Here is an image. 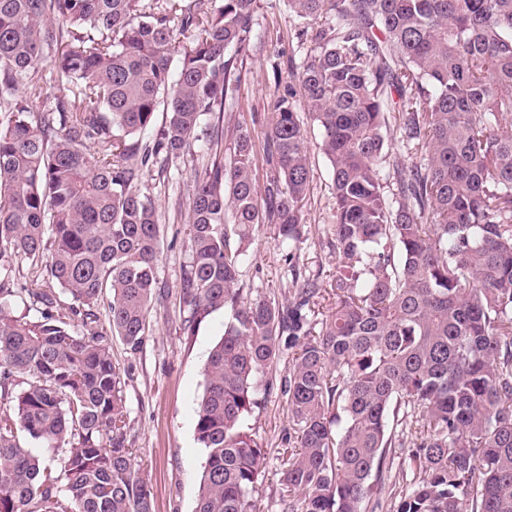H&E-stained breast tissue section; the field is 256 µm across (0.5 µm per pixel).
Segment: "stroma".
<instances>
[{
  "instance_id": "obj_1",
  "label": "stroma",
  "mask_w": 512,
  "mask_h": 512,
  "mask_svg": "<svg viewBox=\"0 0 512 512\" xmlns=\"http://www.w3.org/2000/svg\"><path fill=\"white\" fill-rule=\"evenodd\" d=\"M297 20L282 0H261L255 18L256 37L244 56L236 109L256 116L255 153L258 173L266 171L262 132L270 111L274 74L287 71L289 61H301L303 50L295 36ZM313 179L306 222L308 238L302 246V271L318 274L321 287H330L336 260L324 246L332 207V171L318 148L319 131L307 129ZM191 167L171 169L152 180L151 191L162 214L161 253L157 266L162 299L149 313V332L141 348L128 350L110 337L112 359L126 382L128 438L153 491V512H194L205 450L195 434L196 407L205 386L204 365L212 347L224 334V311L211 313L191 335H184L179 279L187 260L186 217L178 205L193 184ZM242 283L253 293L276 296L288 279V265L272 226L263 225L242 268ZM259 408L246 423L267 453L266 478L260 512H280L278 503L280 450L291 427L287 406L278 390L258 389Z\"/></svg>"
}]
</instances>
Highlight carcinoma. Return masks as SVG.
<instances>
[{
	"instance_id": "1",
	"label": "carcinoma",
	"mask_w": 512,
	"mask_h": 512,
	"mask_svg": "<svg viewBox=\"0 0 512 512\" xmlns=\"http://www.w3.org/2000/svg\"><path fill=\"white\" fill-rule=\"evenodd\" d=\"M259 2L0 0V512H153L107 333L144 342L148 179L226 136L195 170L180 278L184 330L229 312L194 512H255L267 456L245 420L285 353L282 512H376L399 456L412 479L390 512H512V0H284L306 51L275 85L263 184L255 130L224 125ZM46 66L62 93L40 107ZM308 121L332 168L322 318L319 275L300 272ZM262 224L291 275L278 299L241 284ZM44 257L78 334L54 289L16 283ZM24 295L39 318L12 315Z\"/></svg>"
}]
</instances>
